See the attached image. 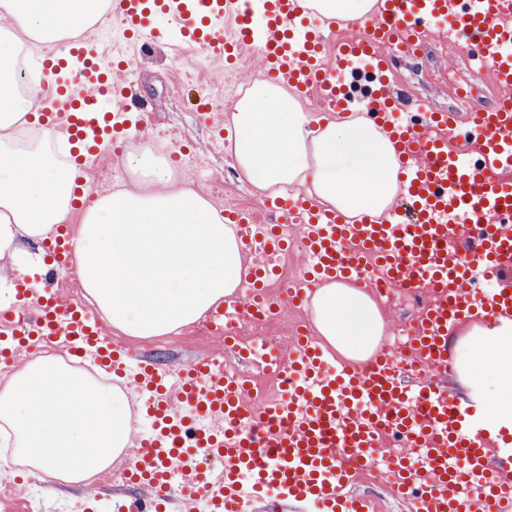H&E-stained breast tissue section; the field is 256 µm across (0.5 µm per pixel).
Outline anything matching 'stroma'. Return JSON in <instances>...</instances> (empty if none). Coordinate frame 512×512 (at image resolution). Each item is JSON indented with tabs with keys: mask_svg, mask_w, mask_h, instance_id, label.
Instances as JSON below:
<instances>
[{
	"mask_svg": "<svg viewBox=\"0 0 512 512\" xmlns=\"http://www.w3.org/2000/svg\"><path fill=\"white\" fill-rule=\"evenodd\" d=\"M102 53H119L130 66L120 72L131 97L144 106L137 132L138 141L167 158L177 178L187 180L216 208L252 213L259 223L270 224L267 197L241 181L229 151L228 141L216 140V124L230 126L236 101L254 81L265 79L266 70L258 50L246 52L236 68H227L223 59L198 47L171 49L168 41L155 42L150 52H140L125 40L116 18L106 17L88 30ZM477 47L460 49L432 34L420 57L395 63L394 87L403 97L405 110L420 114L424 109L453 108L457 87L479 82L473 58ZM131 139L122 137L95 163L85 166L91 190L109 192L132 188L133 182L120 158ZM307 308L281 305L271 326L257 330L258 340L280 352H287L296 330L311 326ZM113 342L125 347L132 361L155 359L173 369L198 356H216L247 373L258 394L279 395L276 378L263 374L260 366L239 359L224 347V338L203 333L200 323L164 336H127L105 327ZM384 464L364 472L353 493L369 497L374 512H413L383 476ZM15 485L0 492V512H118L119 478L114 473L99 475L78 484L49 482L45 477L10 469Z\"/></svg>",
	"mask_w": 512,
	"mask_h": 512,
	"instance_id": "35a3bbf8",
	"label": "stroma"
}]
</instances>
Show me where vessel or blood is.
Masks as SVG:
<instances>
[{"mask_svg": "<svg viewBox=\"0 0 512 512\" xmlns=\"http://www.w3.org/2000/svg\"><path fill=\"white\" fill-rule=\"evenodd\" d=\"M112 15L123 31L153 40L166 38L152 25L165 16L186 43L220 57L258 48L276 83L324 107L345 110L363 99L407 159L406 203L385 218L347 222L300 192L280 204V223L236 216L256 289L249 302L233 299L212 312L214 324L231 322L249 305L274 309L261 282L274 273L266 257L283 250L285 224L301 226L310 260L291 304L306 302L318 281H365L376 268L430 291L408 332L414 361L430 371L447 370L448 337L475 311L512 313V0H378L361 34L337 41L324 26L304 24L298 0H113ZM434 31L452 45L465 38L483 45V73L500 93L496 107L434 112L422 123L398 120L389 51ZM115 70L85 41L47 66L49 120L67 128L83 161L98 158L131 122L133 106L125 84L113 80ZM348 74L365 79L362 95L345 82ZM103 98L115 100V108L100 111ZM77 247V238L61 230L50 246V274L69 270ZM38 305L35 316L0 326L14 349L64 344L151 395L153 431L139 440L125 471L136 489L125 512H160L174 466L190 479L185 505L201 490L213 512H246L271 490L317 512H372L370 502L346 489L357 470L372 465L384 433L419 456V467H391L390 478L422 512H512V469L488 463L496 452L511 458L512 448L496 450L481 413L450 400L431 376L409 384L387 353L364 367L345 364L307 334L287 358L265 361L287 380L286 397L251 395L238 371L211 356L191 361L172 390L166 369L129 365L82 304L53 294Z\"/></svg>", "mask_w": 512, "mask_h": 512, "instance_id": "vessel-or-blood-1", "label": "vessel or blood"}]
</instances>
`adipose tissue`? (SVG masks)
<instances>
[{"label": "adipose tissue", "mask_w": 512, "mask_h": 512, "mask_svg": "<svg viewBox=\"0 0 512 512\" xmlns=\"http://www.w3.org/2000/svg\"><path fill=\"white\" fill-rule=\"evenodd\" d=\"M305 16L344 27L365 22L376 0H299ZM112 0H0V258L28 276L44 275V252L22 249L45 239L74 212L81 174L60 148L64 134L40 124L32 105L39 77L19 88L27 42L78 41L103 20ZM232 150L242 180L275 198L302 188L324 210L352 220L388 215L406 191L400 151L366 114L314 123L281 85L256 81L235 103ZM123 164L142 192L97 195L79 230L75 272L112 329L163 336L223 305L246 273L237 229L168 162L149 148L126 150ZM307 306L319 336L345 359L369 363L384 322L360 284L325 281ZM451 366L464 389L461 407L483 411L491 434L512 433V317L478 319L451 340ZM125 390L44 355L0 387V438L13 461L65 483L108 470L129 443Z\"/></svg>", "instance_id": "obj_1"}]
</instances>
